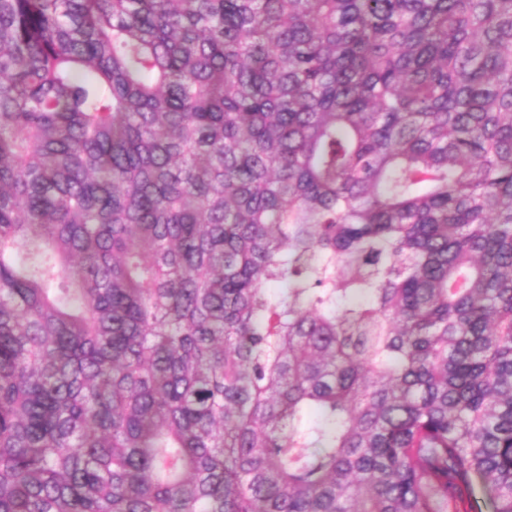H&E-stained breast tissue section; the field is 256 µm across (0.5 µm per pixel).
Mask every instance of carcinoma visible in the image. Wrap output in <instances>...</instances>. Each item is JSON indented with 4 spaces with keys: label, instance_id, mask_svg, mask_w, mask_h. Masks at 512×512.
Returning a JSON list of instances; mask_svg holds the SVG:
<instances>
[{
    "label": "carcinoma",
    "instance_id": "obj_1",
    "mask_svg": "<svg viewBox=\"0 0 512 512\" xmlns=\"http://www.w3.org/2000/svg\"><path fill=\"white\" fill-rule=\"evenodd\" d=\"M512 512V0H0V512Z\"/></svg>",
    "mask_w": 512,
    "mask_h": 512
}]
</instances>
